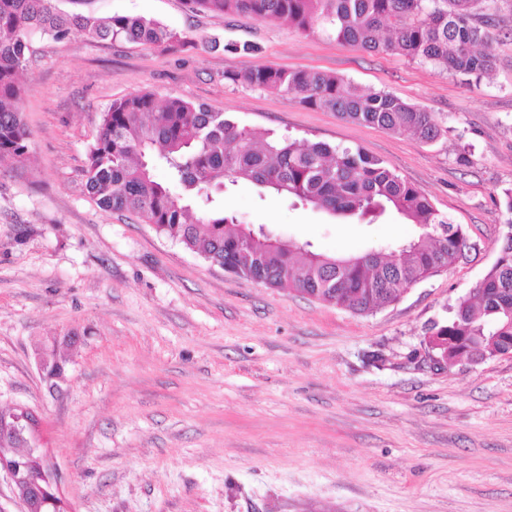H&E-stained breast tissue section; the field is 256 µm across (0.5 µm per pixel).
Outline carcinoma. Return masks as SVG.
<instances>
[{
  "label": "carcinoma",
  "mask_w": 512,
  "mask_h": 512,
  "mask_svg": "<svg viewBox=\"0 0 512 512\" xmlns=\"http://www.w3.org/2000/svg\"><path fill=\"white\" fill-rule=\"evenodd\" d=\"M193 11L284 21L303 33L323 29L342 45L393 52L479 83L495 66L498 20L481 14L490 0H185ZM79 29L93 40L140 43L177 51L187 35L145 17L90 18L68 14L56 0H0V161L25 158L31 132L22 118L21 75L30 37L56 41ZM225 78L290 95L340 118L409 133L429 143L442 133L435 115L389 92L363 90L320 71L257 66ZM167 167L160 180L157 164ZM82 179L98 207L127 212L224 271L316 300L372 314L410 286L451 268L462 257L459 227L421 189L360 148L301 143L257 132L203 104L181 98L160 103L144 90L112 101L89 147ZM240 182L359 224L398 217L415 235L386 253L367 249L337 257L311 243L294 246L263 227L239 224L224 211V193ZM198 207L203 216L191 218ZM512 341V245L485 273L474 296L456 300L451 318L430 327L429 343L446 365L481 359Z\"/></svg>",
  "instance_id": "obj_1"
}]
</instances>
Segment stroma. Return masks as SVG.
Returning <instances> with one entry per match:
<instances>
[{
  "mask_svg": "<svg viewBox=\"0 0 512 512\" xmlns=\"http://www.w3.org/2000/svg\"><path fill=\"white\" fill-rule=\"evenodd\" d=\"M186 32L165 52L37 34L22 79L27 156L0 164V408L40 420L73 512H512V357L434 367L425 337L495 262L512 212V0L477 85L397 53L285 23L195 14L184 0H57ZM252 52H242V45ZM334 73L433 112L435 142L349 123L228 81L254 66ZM149 90L300 142L361 148L460 225L466 257L368 315L239 278L84 191L112 101ZM242 223L328 254L380 249L408 224H343L241 183ZM76 344H66V337ZM66 361L57 394L38 367Z\"/></svg>",
  "mask_w": 512,
  "mask_h": 512,
  "instance_id": "obj_1",
  "label": "stroma"
}]
</instances>
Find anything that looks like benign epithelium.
<instances>
[{
    "instance_id": "benign-epithelium-1",
    "label": "benign epithelium",
    "mask_w": 512,
    "mask_h": 512,
    "mask_svg": "<svg viewBox=\"0 0 512 512\" xmlns=\"http://www.w3.org/2000/svg\"><path fill=\"white\" fill-rule=\"evenodd\" d=\"M17 415L15 423L25 445L24 452L18 454L12 448H0V472L9 476L23 512H43L47 507L56 508V512H72L39 452V419L20 406Z\"/></svg>"
}]
</instances>
